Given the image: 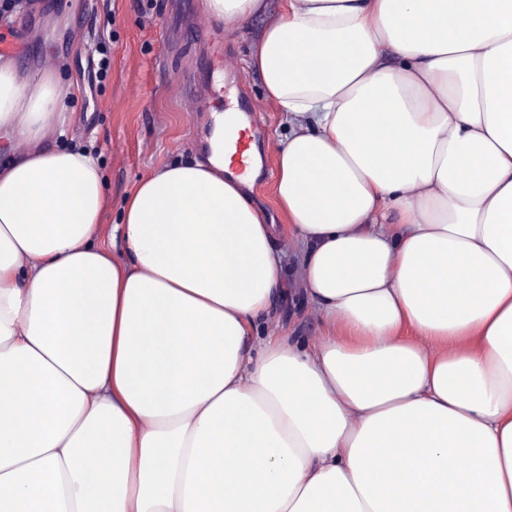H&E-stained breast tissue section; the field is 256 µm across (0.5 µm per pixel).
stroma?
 Listing matches in <instances>:
<instances>
[{
	"label": "stroma",
	"instance_id": "35a3bbf8",
	"mask_svg": "<svg viewBox=\"0 0 512 512\" xmlns=\"http://www.w3.org/2000/svg\"><path fill=\"white\" fill-rule=\"evenodd\" d=\"M202 13V0H94L87 10L80 0H41L38 12L24 5L8 18L18 45L15 60L24 74L42 75V58L56 59L52 74L70 91L74 120L52 141L99 162L109 187L101 239L114 250L122 243L113 240L112 228L139 180L161 165L200 156L199 142L211 125L206 115L190 111V99L208 98L219 112L230 101L242 108L258 104L251 115L260 132L256 144L264 160L277 162L287 132L284 117L267 101L262 76L250 65L265 16L243 24L215 22L199 36L196 19ZM217 46L238 66L237 75L225 76L220 88L188 74ZM92 58L109 61L105 78L91 80ZM276 247L288 291L275 316L260 323L249 343L253 350L264 336L283 334L307 345L322 334L319 316L298 289L295 244L284 234Z\"/></svg>",
	"mask_w": 512,
	"mask_h": 512
}]
</instances>
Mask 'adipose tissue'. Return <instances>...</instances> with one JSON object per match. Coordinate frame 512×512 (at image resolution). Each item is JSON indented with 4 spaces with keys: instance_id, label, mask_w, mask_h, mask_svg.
Returning a JSON list of instances; mask_svg holds the SVG:
<instances>
[{
    "instance_id": "obj_1",
    "label": "adipose tissue",
    "mask_w": 512,
    "mask_h": 512,
    "mask_svg": "<svg viewBox=\"0 0 512 512\" xmlns=\"http://www.w3.org/2000/svg\"><path fill=\"white\" fill-rule=\"evenodd\" d=\"M251 65L327 327L255 357L240 123L140 180L117 257L98 162L44 144L65 90L0 59V512H512V0H287Z\"/></svg>"
}]
</instances>
